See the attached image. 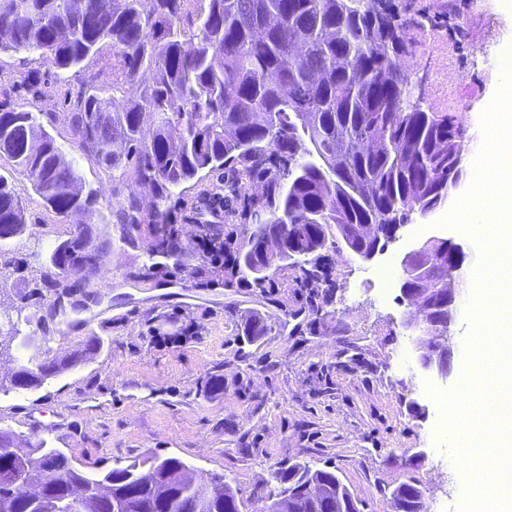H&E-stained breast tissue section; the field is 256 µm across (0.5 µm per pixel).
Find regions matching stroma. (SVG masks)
I'll return each instance as SVG.
<instances>
[{"mask_svg": "<svg viewBox=\"0 0 512 512\" xmlns=\"http://www.w3.org/2000/svg\"><path fill=\"white\" fill-rule=\"evenodd\" d=\"M406 21L402 65L421 80L426 109L447 113L463 131L465 175L482 145L480 117L503 83L498 58L512 47V6L505 0H394ZM112 51L86 61L83 72L57 73L25 51L0 52V109L32 112L98 192L108 215L100 232L112 242L97 277L81 288L33 294L45 272L41 260L69 237L78 216L51 212L25 172L0 158V175L20 199L26 230L0 247V301L26 304L41 318L35 332L50 355L64 357L88 337L104 348L95 359L47 380L35 391L12 388L17 360L0 357V429L19 447L47 439L75 466L92 471L124 467L148 457L176 456L201 479L224 476L240 497L280 491L272 473L293 461L329 467L360 502L361 512H394L391 491L418 483L428 512H456L474 474L459 469L450 450L456 432L443 425L438 394L461 390L470 370L467 317L471 291L461 288L453 326L454 371L431 379L417 365L414 338L402 324L398 288L384 287L379 263L357 262L346 248L330 251L331 287L310 299L292 270L273 288L204 285L195 277L204 260L196 250L203 231L224 235V207L207 195L223 173L188 183L165 206L177 226L178 264H154L157 242L120 240L115 211L129 201L148 207V184L97 164L72 141V104L84 77L109 81ZM449 212L413 216L390 242L392 273L401 276L405 251L427 238L465 235L441 226ZM317 314H310L311 304ZM251 312L269 329L256 343L238 332ZM222 387H214V379ZM64 422L66 433L50 426ZM424 449L416 459V449Z\"/></svg>", "mask_w": 512, "mask_h": 512, "instance_id": "stroma-1", "label": "stroma"}]
</instances>
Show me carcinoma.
Here are the masks:
<instances>
[{
    "label": "carcinoma",
    "mask_w": 512,
    "mask_h": 512,
    "mask_svg": "<svg viewBox=\"0 0 512 512\" xmlns=\"http://www.w3.org/2000/svg\"><path fill=\"white\" fill-rule=\"evenodd\" d=\"M0 0V51L25 50L61 71L112 47V93L151 74L140 100L119 108L88 82L73 105L72 133L81 151L154 188L147 224L122 211L131 243L145 234L158 253L179 260L164 202L205 170L234 165L236 184L266 178L249 201L251 223L224 239L233 262L227 288H271L270 271L291 269L318 295L326 251L346 244L384 248L410 221L411 202L434 206L459 174L460 132L448 114L413 100L414 86L398 59L406 52L403 22L383 0ZM154 115L143 127V112ZM21 168L46 206L59 215L82 212L76 226L45 256L51 286L76 266L88 283L111 248L99 238L97 191L85 190L75 164L28 111L0 112V157ZM25 230L19 198L0 176V241ZM0 307V339L37 352L42 339L24 331L36 313ZM265 334L262 317L246 318L243 341ZM103 349L90 337L66 358L23 364L10 385L35 389ZM24 461L51 479L44 508L60 497L55 485L82 501V512H249L237 491L217 477L191 485L193 468L176 456L155 457L95 473L80 467L54 473L67 456L42 438ZM22 461V462H24ZM22 462L0 454V506L25 512ZM274 478L283 489L315 481L325 512H361L333 470L293 462ZM109 484L113 499L92 494ZM396 512H426L399 484Z\"/></svg>",
    "instance_id": "cac0c4a2"
}]
</instances>
